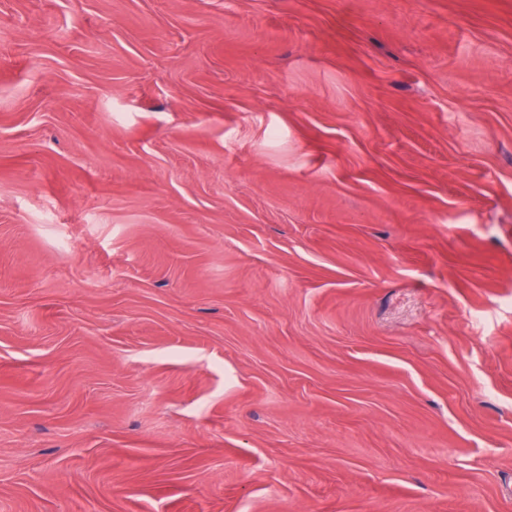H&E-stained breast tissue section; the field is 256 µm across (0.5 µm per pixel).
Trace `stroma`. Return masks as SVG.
<instances>
[{
	"instance_id": "35a3bbf8",
	"label": "stroma",
	"mask_w": 512,
	"mask_h": 512,
	"mask_svg": "<svg viewBox=\"0 0 512 512\" xmlns=\"http://www.w3.org/2000/svg\"><path fill=\"white\" fill-rule=\"evenodd\" d=\"M0 512H512V0H0Z\"/></svg>"
}]
</instances>
